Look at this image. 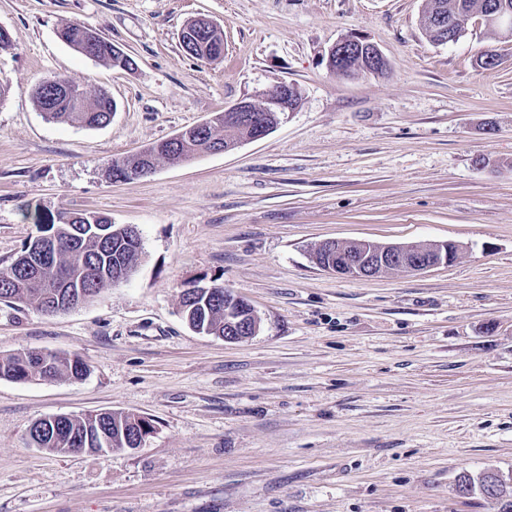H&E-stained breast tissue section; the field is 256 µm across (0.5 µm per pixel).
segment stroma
Returning a JSON list of instances; mask_svg holds the SVG:
<instances>
[{
  "instance_id": "stroma-1",
  "label": "stroma",
  "mask_w": 512,
  "mask_h": 512,
  "mask_svg": "<svg viewBox=\"0 0 512 512\" xmlns=\"http://www.w3.org/2000/svg\"><path fill=\"white\" fill-rule=\"evenodd\" d=\"M422 0H0V269L35 231L23 213L80 210L137 228L130 277L48 315L0 303V353L76 356L82 380L0 378V512H496L460 476L512 473V40L421 34ZM224 33L212 61L183 25ZM95 29L116 70L57 36ZM359 34L388 61L343 77ZM500 54L485 70L488 45ZM108 91L111 123L43 118L36 83ZM296 85V112L230 153L113 180L134 154L240 100ZM328 240L458 245L424 274L347 278ZM219 285L259 331H193L183 292ZM112 410L152 419L137 450L35 448L38 420ZM346 49L360 50L361 55L369 59V64L378 65L383 58L379 48L367 41L363 36L347 35L340 38L330 49L327 57V66L332 69L340 66V59L346 55Z\"/></svg>"
}]
</instances>
